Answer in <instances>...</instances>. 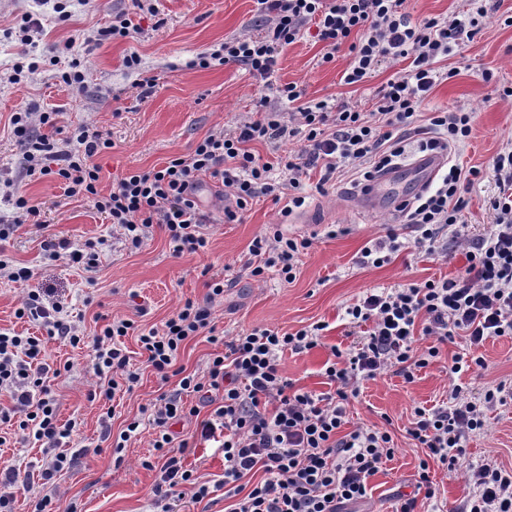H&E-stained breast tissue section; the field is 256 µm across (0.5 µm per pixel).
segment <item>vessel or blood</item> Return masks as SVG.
<instances>
[{
	"instance_id": "1",
	"label": "vessel or blood",
	"mask_w": 512,
	"mask_h": 512,
	"mask_svg": "<svg viewBox=\"0 0 512 512\" xmlns=\"http://www.w3.org/2000/svg\"><path fill=\"white\" fill-rule=\"evenodd\" d=\"M446 159L438 152L417 156L409 164L388 168L364 183L357 193L367 211H396L399 205L428 187Z\"/></svg>"
}]
</instances>
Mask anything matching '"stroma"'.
Instances as JSON below:
<instances>
[{
    "mask_svg": "<svg viewBox=\"0 0 512 512\" xmlns=\"http://www.w3.org/2000/svg\"><path fill=\"white\" fill-rule=\"evenodd\" d=\"M157 6L162 26L145 18L140 32L98 45H84L88 31L107 26L115 13L132 11L131 0H86L85 5L73 6L69 20L45 22L40 46L61 49L68 40L80 42L85 80L78 88L59 83L50 69L9 83L8 75L23 50L17 30L27 5L25 0H0V184L19 187L39 207L43 219L42 225L17 228L5 242V252L17 266L32 271L30 288H49L66 300L70 320L89 337L113 317L132 320L143 329L159 325L185 300L204 301L210 272H221L224 298L214 306L217 331L229 336L253 328L293 332L327 323L321 346L299 354L284 352L281 369L297 387L328 391L324 369L330 348L350 344L344 335L346 307L373 288L455 278L467 265L462 250L449 248L447 260L442 261L408 247L382 267L359 265L362 249L383 235L395 219L384 212L361 214L354 204L358 185L347 173L327 192L309 193L306 205L320 213L321 221L313 228L312 247L300 257L295 280L287 283L272 274L262 284L249 276L245 263L253 238L281 220V206L273 197L255 199L239 220L229 222L219 185L204 181L198 203L211 217L205 228L208 250L176 257L164 229L153 227L140 248H125L122 242L113 241L109 220L92 203L67 197L57 179L33 180L26 175L22 148L11 134L9 118L33 102L56 114L54 125L41 127V134L53 137L83 123L111 133L113 148L92 159L100 168L99 188L105 194L117 175L148 171L170 158L189 155L209 132L259 111L261 105L280 108V101L268 95L262 82L243 66L228 63L202 69L192 64L198 54L226 40L259 34L255 0H157ZM486 7L488 15L474 38L455 47L438 64L442 70L457 69V76L437 83L425 102L429 111L462 107L473 114L472 134L460 158L464 167L475 166L484 172L483 180L463 193L468 205L461 219L473 235L491 229L493 217L485 201L496 191L492 160L512 139V97L502 95L503 87L512 86V27L504 23L512 15V0H488ZM325 51L323 43L311 38L285 46L278 58V82L297 83L308 101H344L369 112L375 108L378 89L404 73V63H390L363 84L347 86L341 82L349 63L347 51L336 53L330 63L321 60ZM133 53L141 59L135 70L126 65L127 56ZM486 70L492 72V80L483 79ZM145 78L154 79L156 87L142 100L137 85ZM332 227L337 230L333 237L328 234ZM50 233L74 247L101 237L110 244L101 249L96 268L88 271L65 259H47L42 246ZM23 296L24 290L16 284L0 280V331L42 337L48 363L72 366L51 382L60 422L77 424L64 446L73 464L54 479L58 512H150L152 488L160 480L159 470L141 466L152 452L151 429L130 440L122 463H115L112 448L101 439L105 406L87 397L97 381L90 345L74 347L46 337L39 323L16 318ZM125 346L132 363L141 369V379L133 394L115 403L112 430L116 433L126 421L139 416L142 406L173 391L178 383L174 377L161 381L146 366L135 337H126ZM465 349L460 339L443 346L440 359L412 383L391 371L364 382L350 406L352 424L378 425L390 418L398 449L370 478L371 491L361 512H392L398 495L412 492L422 455L406 434L413 408L438 406L447 400L451 388L448 365ZM478 353L486 367L462 375V386L477 394L512 377V339H489ZM486 459L512 466V407L489 412L485 433L470 441L465 464ZM184 464L201 480H218L224 473V454L215 442L196 440Z\"/></svg>",
    "mask_w": 512,
    "mask_h": 512,
    "instance_id": "stroma-1",
    "label": "stroma"
}]
</instances>
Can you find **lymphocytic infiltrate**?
<instances>
[{
    "mask_svg": "<svg viewBox=\"0 0 512 512\" xmlns=\"http://www.w3.org/2000/svg\"><path fill=\"white\" fill-rule=\"evenodd\" d=\"M31 10L22 15V62L13 66L11 82L21 73H36L43 63L62 65L60 78L67 85L82 84L83 61L72 54L68 62L59 56L38 54L35 33L43 17L65 21L71 16L65 0H30ZM263 33L253 38L224 42L219 50L196 58V66L238 63L263 81L266 89L291 111L270 109L211 131L192 153L170 159L160 169L129 172L118 177L109 193H101L95 155L111 149L110 135L82 124L65 137L53 139L35 132L36 125L53 124L51 113L26 111L11 118L13 133L24 148L27 176H50L65 185L70 197H81L107 214L122 238L140 246L152 226L167 231L174 256L206 252L204 231L207 216L197 202L204 178L222 186L228 205L227 220H236L250 201L262 195L283 201L282 216L304 206V178L319 169L320 184L335 179L344 169L355 170L362 181L395 163L403 155V134L415 124L433 87L455 70L441 72L438 59L453 47L473 39L480 17L486 16L479 0L474 9L458 18L411 20L403 12L405 0H256ZM133 12L116 13L110 25L98 28L90 41L99 44L124 38L141 29L136 15L157 16L150 0H133ZM327 46L323 62L334 61L340 48H347L350 61L344 84L366 81L390 59L408 60L405 75L389 80L376 93V109L362 113L346 103L304 100V91L294 83H277L274 74L281 49L305 33ZM425 151H444L464 144L472 133V116L461 109L431 113L425 128ZM303 140L296 154H281V146ZM259 142L270 146L273 158L265 159L248 148ZM497 191L488 204L493 214L489 233L469 237L460 222L466 203L461 184L480 178L476 168L462 170L451 165L434 187L416 195L402 209L413 229V246L430 256L447 257L449 247L466 250L467 266L454 279L428 280L396 288L367 292L346 309L348 325L361 329L357 346H332L333 359L324 374L333 388L316 393L295 387L284 376L280 358L284 352L302 353L320 345L323 323L294 332L255 328L236 336L217 334L211 301L223 296V278H213L210 300H185L161 325L140 331L133 321L112 319L91 341L93 369L100 379L89 400L113 401L133 393L141 374L134 367L123 339L137 332L146 363L161 381H168L186 341L202 336L220 351L206 368L180 378L172 392L160 395L140 410L112 442L114 453L151 428L153 457L142 460L144 469H159L160 481L152 493L160 512H171L174 499L191 495L200 500L210 488L183 464L189 447L177 439L171 427L178 421L197 419L203 440L221 438L224 448V496L231 499L229 512H348L350 505L367 495L368 479L384 461L394 457L396 445L387 427L358 426L347 429V407L357 398L363 382L391 370L414 382L418 373L440 356L443 344L464 339L479 347L488 339L512 338V143L493 160ZM313 244L309 237H290L275 228L256 236L245 267L251 277L264 280L274 271L285 282L296 278L299 257ZM44 327L48 336L71 345L84 343V336L67 318L62 301H45L31 290L16 311ZM426 349H418L420 340ZM61 368L51 367L42 356L36 336L0 332V390L7 391L12 407L0 408V422H16L23 437L44 442L41 478L46 488L36 495L32 512H56L54 478L68 469L71 460L62 448L73 423H59L51 394V378ZM198 395L200 406H186L185 394ZM512 400V380L473 395L462 385H453L446 404L413 409L407 434L425 454L418 465L415 487L426 499L435 490L431 463L456 471L466 455L468 440L483 433L487 410ZM211 406L201 418V405ZM467 493L463 512H512V469L494 463L470 465L465 476Z\"/></svg>",
    "mask_w": 512,
    "mask_h": 512,
    "instance_id": "1",
    "label": "lymphocytic infiltrate"
}]
</instances>
